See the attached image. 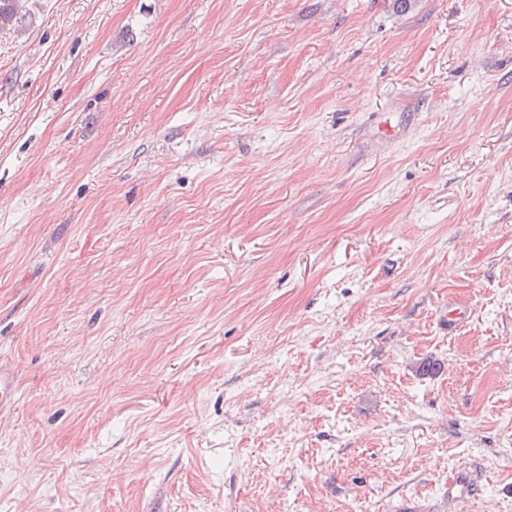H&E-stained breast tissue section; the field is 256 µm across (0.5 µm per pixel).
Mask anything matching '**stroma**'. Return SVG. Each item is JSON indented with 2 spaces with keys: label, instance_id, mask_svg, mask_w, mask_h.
<instances>
[{
  "label": "stroma",
  "instance_id": "obj_1",
  "mask_svg": "<svg viewBox=\"0 0 512 512\" xmlns=\"http://www.w3.org/2000/svg\"><path fill=\"white\" fill-rule=\"evenodd\" d=\"M0 362V512H512V0H21ZM15 395V375L8 367L0 364V412L12 407Z\"/></svg>",
  "mask_w": 512,
  "mask_h": 512
}]
</instances>
